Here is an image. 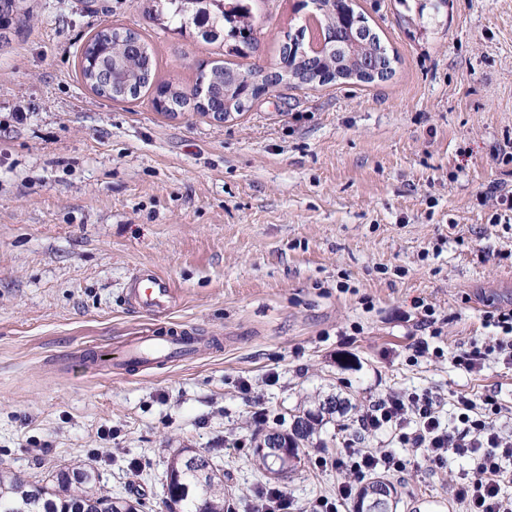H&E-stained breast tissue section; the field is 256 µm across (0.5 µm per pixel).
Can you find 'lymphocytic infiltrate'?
Listing matches in <instances>:
<instances>
[{
  "label": "lymphocytic infiltrate",
  "mask_w": 512,
  "mask_h": 512,
  "mask_svg": "<svg viewBox=\"0 0 512 512\" xmlns=\"http://www.w3.org/2000/svg\"><path fill=\"white\" fill-rule=\"evenodd\" d=\"M485 321L501 329V336L471 341L469 351L457 357L458 365L475 375L483 370L491 352H498L504 360L512 361V309L487 311ZM459 403V424L449 430L441 427L436 416L437 402L432 396L393 393L375 401L360 416L358 426L368 434L386 428L397 431L400 442L413 448L432 470L441 468L448 453L468 456L472 475L452 489L461 512H512V497L502 492L503 485L512 482V469L503 465L505 459L512 457V435L495 425L501 407L488 394L478 397L464 394ZM316 465L346 470L351 478L338 484L334 496L316 500L310 512H344L353 493L352 478L382 469L401 473L406 470L408 461L387 448L349 445L334 454L319 457Z\"/></svg>",
  "instance_id": "lymphocytic-infiltrate-1"
}]
</instances>
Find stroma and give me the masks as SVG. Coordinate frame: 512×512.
<instances>
[{"label": "stroma", "mask_w": 512, "mask_h": 512, "mask_svg": "<svg viewBox=\"0 0 512 512\" xmlns=\"http://www.w3.org/2000/svg\"><path fill=\"white\" fill-rule=\"evenodd\" d=\"M25 7L29 29L0 40V458L13 472L35 481L80 460L102 493L134 487L165 512L167 461L197 448L238 510L271 485L304 510L345 481L314 461L347 440L406 454L392 433L356 434L385 395L436 396L451 425L460 394H489L512 434V365L455 362L488 335L486 310L512 307V0H354L388 79L282 85L225 121L160 112L149 89L97 95L80 73L87 40L138 31L157 82L188 90L216 61L276 63L285 33L316 21L301 0H252L244 55L150 19L152 0ZM144 265L179 292L168 315L124 302ZM186 326L207 338L188 361L117 375L69 360ZM318 393L353 408L271 478L254 438ZM470 473L452 457L392 475L397 512H455Z\"/></svg>", "instance_id": "35a3bbf8"}]
</instances>
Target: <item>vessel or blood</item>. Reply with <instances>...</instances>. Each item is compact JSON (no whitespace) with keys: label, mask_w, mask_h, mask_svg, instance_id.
<instances>
[{"label":"vessel or blood","mask_w":512,"mask_h":512,"mask_svg":"<svg viewBox=\"0 0 512 512\" xmlns=\"http://www.w3.org/2000/svg\"><path fill=\"white\" fill-rule=\"evenodd\" d=\"M125 295L132 309L154 316L168 314L177 299L172 281L152 267L139 268L131 275ZM200 343V336L189 329H176L163 336L144 330L123 348L116 362L141 368L155 362L188 359L195 355Z\"/></svg>","instance_id":"1"}]
</instances>
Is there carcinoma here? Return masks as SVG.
<instances>
[{
	"instance_id": "1",
	"label": "carcinoma",
	"mask_w": 512,
	"mask_h": 512,
	"mask_svg": "<svg viewBox=\"0 0 512 512\" xmlns=\"http://www.w3.org/2000/svg\"><path fill=\"white\" fill-rule=\"evenodd\" d=\"M170 5V19L178 29H194L197 37L205 42L221 39L232 43L233 50L241 54L251 44L252 28L241 24L240 18L251 15L250 0H211L202 6L195 0H164ZM315 16L324 24L350 28L362 49L381 47L379 36L365 25L363 17L356 14L348 0L337 4L333 0H311ZM28 19L27 13L19 14L12 0H0V30L6 32L19 28ZM308 49L283 58L284 67L294 74L307 73L310 79H321V84L336 82L341 75L345 83L371 84L374 79L362 77L361 67L352 56L351 48L338 44L323 48L314 60H309ZM102 68L112 73L108 96L123 100L126 87L150 88L155 79V60L151 43L139 33L125 35L116 29L108 33L96 32L87 41L80 61L81 75L87 85L101 92L96 75ZM226 66L216 63L200 73L191 93L198 98L197 110L215 111L218 97L224 96V113L229 117L248 110L250 99L257 97L262 76L255 68L236 69L237 81L224 85ZM164 95L163 111L173 114L183 108L189 97L182 89L171 84H161ZM317 409L304 410L295 419L303 422L301 435L284 433L285 439L295 437L309 441L317 429L334 421V415L344 414L351 402L336 396L315 400ZM253 455L265 469L287 473L301 463V452L283 450L275 457L260 454V442L254 441ZM97 477L85 463L61 468L47 480L25 481L11 473L10 467L0 461V512H145L147 503L141 496L112 497L96 491ZM387 488L382 512H396L398 490L382 477L375 478L361 488V494L370 499L380 488ZM167 495L175 496L183 512H224V473L217 468L210 455L194 448H180L170 459L166 474Z\"/></svg>"
}]
</instances>
